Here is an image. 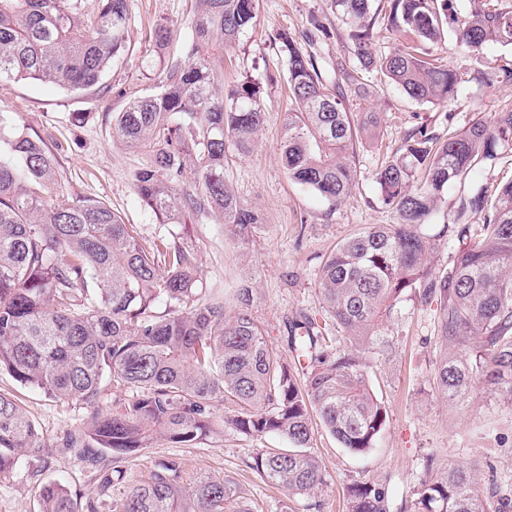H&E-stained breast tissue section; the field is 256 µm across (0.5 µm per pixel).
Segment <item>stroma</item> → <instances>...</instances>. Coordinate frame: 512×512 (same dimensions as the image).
Here are the masks:
<instances>
[{
	"mask_svg": "<svg viewBox=\"0 0 512 512\" xmlns=\"http://www.w3.org/2000/svg\"><path fill=\"white\" fill-rule=\"evenodd\" d=\"M191 7V0H128L127 50L105 76L103 91L70 94L50 83L0 82V109L13 112L18 124L37 132L56 152L61 189L104 201L125 223L136 225L147 240L159 233L160 226L130 180L146 155L113 139L112 116L130 96L155 90L159 55L148 35L157 23L165 21L174 27L176 41L170 56L184 58L191 39ZM315 18L326 30L316 41L310 38ZM284 30L298 44L310 46L318 64L328 68L344 59L350 28L337 15L332 0H260L255 26L244 32L224 57L225 82L248 75L262 86L266 123L259 145L246 156L228 151L224 174L239 198L260 212L263 223L244 245L233 241L210 215L195 216L187 226L205 287L221 293L241 280H253L259 290L254 314L269 342L283 354L288 351L289 323L303 315L321 314L317 283L331 251L369 225L394 223L395 215L382 204L374 175L393 155L404 133L424 125L445 136L471 123L478 114L512 103L511 80L497 79L487 85L475 78L477 71L511 62L512 49L490 46L473 53L460 48L449 29L434 51L464 77L452 115L414 101L379 75L369 74L373 87L369 105L383 116V135L377 143L358 148L359 180L351 196L336 206L290 180L276 149L282 123L292 108L276 41L277 33ZM72 112L88 113L87 123L72 124L68 119ZM511 178L512 149L479 164L466 179L450 185L423 232L440 235L463 197L480 188L494 190L499 182ZM435 327L434 307L407 299L384 329L392 341L391 350L384 356L369 357L372 389L389 415L378 448L355 455L340 448L323 429H315L313 448L327 480L316 496L318 512H346L343 490L354 482L386 483L396 505L413 500L424 476V463L431 456L444 465L482 460L485 478L512 493V402L481 390L460 405L442 401L430 383L437 357ZM0 391L19 400L49 447L44 460H22L12 477L0 481V512H40L38 490L51 479L62 481L77 495L80 512H111L123 486L113 487L110 496L99 497L93 473L75 449L61 445L67 433L82 427L84 410L21 386L4 371L0 372ZM279 444L278 438L259 439L229 427L190 448L159 440L126 463L127 479H141L157 463L174 457L181 461L187 477L226 474L235 478L243 501L257 512H291L287 494L244 465L260 449Z\"/></svg>",
	"mask_w": 512,
	"mask_h": 512,
	"instance_id": "stroma-1",
	"label": "stroma"
}]
</instances>
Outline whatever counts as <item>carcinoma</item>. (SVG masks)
Returning a JSON list of instances; mask_svg holds the SVG:
<instances>
[{
  "label": "carcinoma",
  "instance_id": "1",
  "mask_svg": "<svg viewBox=\"0 0 512 512\" xmlns=\"http://www.w3.org/2000/svg\"><path fill=\"white\" fill-rule=\"evenodd\" d=\"M194 2L186 60L163 63L157 90L130 98L112 118V136L147 154L131 181L163 228L149 243L105 202L59 190L56 155L0 110V371L87 410L85 427L65 445L99 472L102 496L123 480L122 463L158 439L194 445L215 431L214 409L227 405L234 414L224 424L287 444L261 449L246 467L317 509L311 497L326 476L312 446L311 413L349 452L377 447L388 413L371 392L367 356L385 350L381 329L407 297L436 304L431 381L442 399L460 402L482 388L512 400V179L463 200L444 225L458 241L447 271L429 266L440 238L421 231L449 185L512 147V105L445 140L417 127L377 169L381 200L397 222L371 225L324 261L321 309L351 346L329 349L325 329L308 316L292 322L289 347L307 369L302 379L255 317L254 283L242 281L228 299H202L194 248L176 231L186 217L208 213L244 244L262 224L224 178L226 150L250 154L266 121L255 80L224 84V52L255 24L259 0ZM468 2L464 16L450 19L448 0H389L388 25L409 39L378 54L372 0H333L353 30L346 51L359 64L336 61L334 90L314 57L279 33L294 103L277 145L288 178L334 205L351 195L357 147L377 139L381 127V113L351 109L368 95L365 72L452 112L464 79L430 51L444 25L453 24L457 43L471 51L512 48V0ZM127 20L128 0H0V81L89 90L123 57ZM173 38L168 24L155 26L158 50ZM189 168L191 190L181 187ZM472 218L480 221L476 234ZM129 389L133 395L123 397ZM48 452L20 402L0 393V477L19 458ZM480 475L478 462L442 468L432 456L415 499L398 512H512V495L481 484ZM39 498L41 512H79L59 481L42 483ZM345 498L348 512H391L380 481L352 483ZM112 512L257 510L242 504L233 481H189L171 458L129 484Z\"/></svg>",
  "mask_w": 512,
  "mask_h": 512
}]
</instances>
